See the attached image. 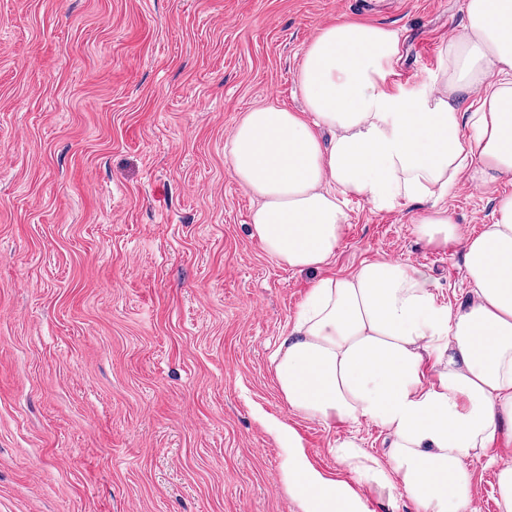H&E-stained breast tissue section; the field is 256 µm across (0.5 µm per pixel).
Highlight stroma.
<instances>
[{"label":"stroma","instance_id":"35a3bbf8","mask_svg":"<svg viewBox=\"0 0 512 512\" xmlns=\"http://www.w3.org/2000/svg\"><path fill=\"white\" fill-rule=\"evenodd\" d=\"M463 3L0 0V512H301L272 417L338 474L344 427L292 413L270 364L311 276L251 236L227 144L253 107L302 109L322 25L398 30L415 86ZM502 194L461 184L462 233ZM347 211L328 273L400 259L464 302L462 255L413 233L420 205ZM509 462L512 445L469 460L476 512H500ZM498 505L501 512H512V464H504L496 472Z\"/></svg>","mask_w":512,"mask_h":512}]
</instances>
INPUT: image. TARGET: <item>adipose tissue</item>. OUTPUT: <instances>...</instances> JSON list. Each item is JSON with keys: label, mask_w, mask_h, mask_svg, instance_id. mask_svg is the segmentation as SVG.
I'll list each match as a JSON object with an SVG mask.
<instances>
[{"label": "adipose tissue", "mask_w": 512, "mask_h": 512, "mask_svg": "<svg viewBox=\"0 0 512 512\" xmlns=\"http://www.w3.org/2000/svg\"><path fill=\"white\" fill-rule=\"evenodd\" d=\"M465 15L435 75L413 88L394 78L397 30L350 18L319 27L295 73L304 109H253L229 138L230 173L255 201L252 236L314 275L270 356L279 393L293 413L348 430L333 446L341 480L279 429L302 512H364L361 490L399 488L415 512H475L468 459L512 442V195L475 236L446 203L461 183L512 180V0H465ZM350 197L423 205L413 232L461 251L467 299L438 304L433 276L401 260L323 275ZM365 423L384 431V457L363 447Z\"/></svg>", "instance_id": "adipose-tissue-1"}]
</instances>
